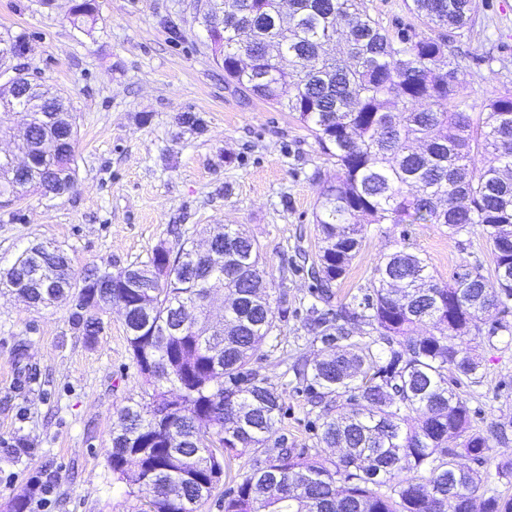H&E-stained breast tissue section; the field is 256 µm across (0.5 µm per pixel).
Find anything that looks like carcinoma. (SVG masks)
I'll return each instance as SVG.
<instances>
[{"label": "carcinoma", "instance_id": "carcinoma-1", "mask_svg": "<svg viewBox=\"0 0 512 512\" xmlns=\"http://www.w3.org/2000/svg\"><path fill=\"white\" fill-rule=\"evenodd\" d=\"M409 24L382 27L363 0H224L209 41L224 74L297 118L334 160L317 172L313 223L320 234L307 275L320 301L343 279L370 224H439L455 238L477 225L493 274L463 264L442 283L420 253L401 247L372 272L369 292L336 312L309 308L325 345L283 359L308 401L322 407L317 442L334 458L285 445L282 394L249 368L256 348L288 320V292L260 245L232 224L207 232L227 250L218 270L192 256L194 240L159 245L147 261L78 276L58 246L22 250L0 282L36 308L67 304L68 322L90 339L101 330L88 304L122 302L126 340L141 373L167 368L152 391L116 411L107 464L119 480L159 489L157 512H198L224 474V458L264 457L224 497V512H512V497L484 486L512 484V462L495 461L471 425L461 381L483 377L478 338L512 336V94L475 110L460 93L459 30L477 0H412ZM57 120L22 113L30 136L26 189L0 156V199L9 204L76 177V115L49 86ZM375 336L354 341L362 327ZM182 435L168 447L164 425ZM454 438L458 443L451 444ZM468 459L474 466L463 463Z\"/></svg>", "mask_w": 512, "mask_h": 512}]
</instances>
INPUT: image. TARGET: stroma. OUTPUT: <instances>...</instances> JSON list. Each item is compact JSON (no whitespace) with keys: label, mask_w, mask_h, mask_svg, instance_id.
<instances>
[{"label":"stroma","mask_w":512,"mask_h":512,"mask_svg":"<svg viewBox=\"0 0 512 512\" xmlns=\"http://www.w3.org/2000/svg\"><path fill=\"white\" fill-rule=\"evenodd\" d=\"M71 0H0V31L24 35L36 75L69 98L76 113L77 177L58 198L33 193L0 208V268L29 244L64 248L76 271L147 261L173 228L200 239L205 227L236 224L256 239L290 313L251 367L283 392L279 433L289 446L316 447L306 398L286 375V354L322 347L304 328L317 290L296 264L318 250L314 171L331 172L313 134L289 113L225 79L199 24L196 0H96L93 24L72 22ZM474 62L459 88L473 106L512 92V0H486L461 38ZM204 120L200 130L182 113ZM423 254L440 281L463 263L493 260L480 228L449 237L436 224L368 225L333 305L368 287L375 264L400 246ZM89 340L64 308H30L0 293V512H145L148 492L117 481L107 466L117 408L148 384L129 351L119 311L100 313ZM484 377L464 388L474 429L505 425L495 459H512V336L481 342ZM37 379L19 385L25 369ZM48 483L46 501L18 493Z\"/></svg>","instance_id":"obj_1"}]
</instances>
